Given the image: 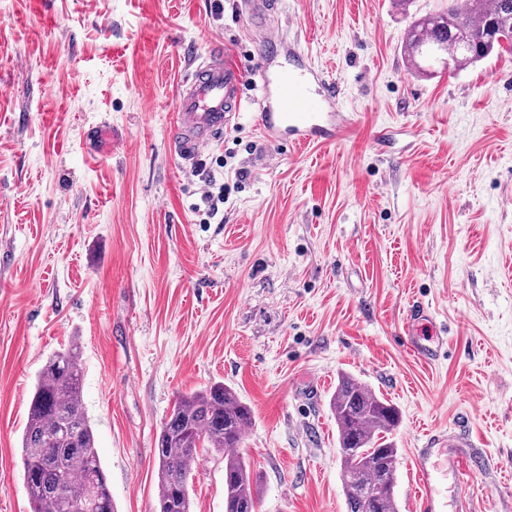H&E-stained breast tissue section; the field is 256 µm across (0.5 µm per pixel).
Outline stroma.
Here are the masks:
<instances>
[{
  "instance_id": "stroma-1",
  "label": "stroma",
  "mask_w": 512,
  "mask_h": 512,
  "mask_svg": "<svg viewBox=\"0 0 512 512\" xmlns=\"http://www.w3.org/2000/svg\"><path fill=\"white\" fill-rule=\"evenodd\" d=\"M241 2L0 0V512H32L30 395L71 341L117 512H158L161 424L215 381L252 411L260 512H347L344 373L400 412L399 512L435 431L459 435L477 512H512V54L424 77L402 45L448 0H280L268 71L301 54L354 129L267 141L250 83L237 126L179 165L182 78L214 42L257 67ZM419 304L429 362L400 338ZM190 493L224 512L222 454L200 449Z\"/></svg>"
}]
</instances>
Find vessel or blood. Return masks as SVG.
Returning <instances> with one entry per match:
<instances>
[{
	"instance_id": "vessel-or-blood-1",
	"label": "vessel or blood",
	"mask_w": 512,
	"mask_h": 512,
	"mask_svg": "<svg viewBox=\"0 0 512 512\" xmlns=\"http://www.w3.org/2000/svg\"><path fill=\"white\" fill-rule=\"evenodd\" d=\"M278 6V0H246L248 20L252 31L259 35L260 50L277 43L276 37L269 33L267 19ZM257 72L263 92L258 125L268 140H278L285 131L294 144L301 146L330 141L349 130V123L343 122L336 110L335 92L328 90L315 95L301 68L283 70L274 78L265 66H258ZM246 79L237 60L217 51L211 52L187 75L178 87L171 130V149L176 159L194 162L205 147L235 126ZM430 319V311L419 306L410 312L403 326L405 346L422 360L433 359L438 353L437 347L424 343L420 335L421 325ZM454 445L447 435L437 434L412 457L409 469L420 484L413 512H444L436 482L446 474L453 476L457 488L453 512H472L469 481L449 454Z\"/></svg>"
}]
</instances>
